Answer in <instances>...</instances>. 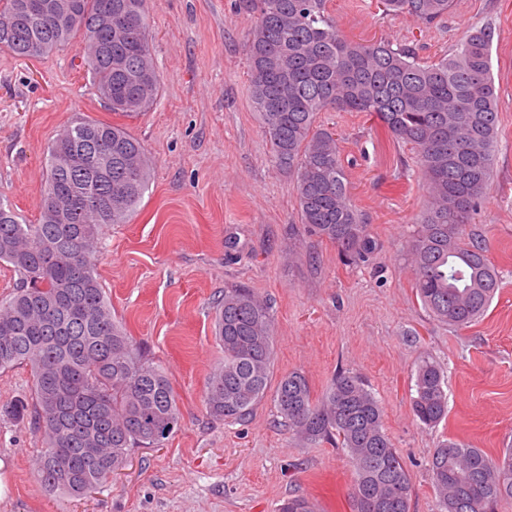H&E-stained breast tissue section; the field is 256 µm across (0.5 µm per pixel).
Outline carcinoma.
<instances>
[{"label": "carcinoma", "mask_w": 512, "mask_h": 512, "mask_svg": "<svg viewBox=\"0 0 512 512\" xmlns=\"http://www.w3.org/2000/svg\"><path fill=\"white\" fill-rule=\"evenodd\" d=\"M35 1L0 0V47L39 57L84 34V64L109 109L126 117L148 111L159 94L147 38V0H77L67 21ZM257 14L246 55L254 110L277 166L296 183L301 223L363 260L378 244L351 203L336 139L316 125L324 110L365 112L411 146L428 193L407 244L413 288L439 320L467 327L488 308L499 276L482 243L469 237L491 177L498 133L490 76L492 32H469L431 63L408 45L346 39L327 0H242ZM385 10L432 24L451 0H383ZM112 7V35L98 27ZM152 164L118 124L76 118L47 148L38 222L29 224L0 199V263L19 285L0 299V370L30 367L31 398L0 408V417L31 421L42 439L40 481L82 498L123 470L139 448H158L180 426L167 374L141 355L112 315L95 267L101 228L123 224L149 188ZM224 359L210 375L205 403L226 423L247 419L273 390L288 429L307 441L336 439L355 472V512H409L411 481L383 428L379 401L353 372L336 375L319 399L291 372L270 388L274 324L248 288L224 289L215 309ZM413 413L427 427L448 415L442 368L421 360ZM97 449L93 455L89 449ZM442 512H496L512 501V448L493 458L449 439L429 465ZM279 512H314L304 497Z\"/></svg>", "instance_id": "1"}]
</instances>
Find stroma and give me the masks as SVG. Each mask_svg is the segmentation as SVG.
<instances>
[{"instance_id":"stroma-1","label":"stroma","mask_w":512,"mask_h":512,"mask_svg":"<svg viewBox=\"0 0 512 512\" xmlns=\"http://www.w3.org/2000/svg\"><path fill=\"white\" fill-rule=\"evenodd\" d=\"M327 9L347 39L407 44L426 61L451 54L470 29L491 28L498 150L466 228L499 274L491 305L455 330L417 299L406 243L426 190L410 148L365 113L328 110L317 123L337 139L350 198L378 251L349 264L305 231L294 180L276 166L252 107L244 43L255 17L236 0H150L160 91L133 118L95 91L82 36L26 60L0 50V199L24 219L38 217L47 145L75 117L125 126L153 160L135 212L104 226L97 272L113 313L170 378L181 414L163 446L139 449L83 499L48 492L33 424L0 417V512H277L292 496L320 512H353L346 450L295 438L272 399L240 423L210 417L206 383L224 358L214 311L231 286L269 307L274 378L301 373L318 397L336 374L362 377L408 469L410 512H439L429 461L443 440L493 457L512 445V0H452L431 25L386 12L382 0H327ZM424 359L448 380V416L433 428L412 411Z\"/></svg>"}]
</instances>
